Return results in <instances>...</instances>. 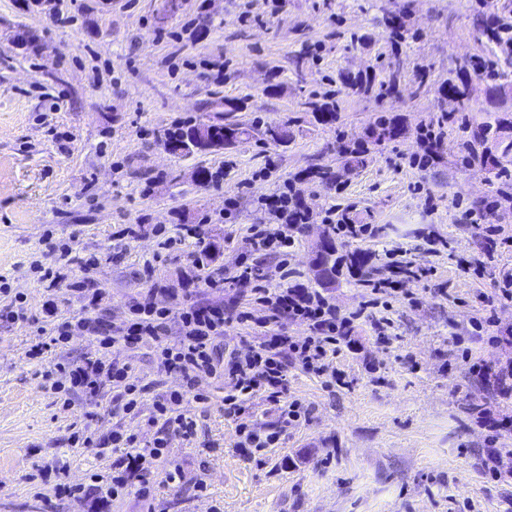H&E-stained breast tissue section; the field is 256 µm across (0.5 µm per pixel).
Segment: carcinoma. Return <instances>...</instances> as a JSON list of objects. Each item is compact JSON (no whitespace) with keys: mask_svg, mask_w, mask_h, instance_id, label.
<instances>
[{"mask_svg":"<svg viewBox=\"0 0 512 512\" xmlns=\"http://www.w3.org/2000/svg\"><path fill=\"white\" fill-rule=\"evenodd\" d=\"M382 23L389 34L392 54L399 52L401 44L413 37L406 28L404 16L401 13L387 11L383 14ZM475 40L485 50L492 54L494 50L512 43V21L509 14L489 16L485 13L475 15L472 21ZM459 72L468 74L470 72L482 71L484 79L492 85L500 86V80L509 75V71L499 66V63L487 60L482 56H476L459 64ZM400 70L387 67L383 76H370L362 79L358 76L345 74L340 78V88L336 94L347 96L366 94L372 90L376 91V97L380 99L396 100L399 95ZM444 95L450 96L459 104V111H466L467 102L471 94V87L468 81L460 76L448 78L447 86L441 88ZM219 105L227 106L225 120L216 123L186 124L168 134L163 145L172 146L178 155L186 157L198 152L219 151L235 145L237 142L251 137L254 128L246 126L235 119L233 113L247 110V104L243 99L223 98L207 103V107L213 109ZM304 107L312 112L316 121L320 124H331L337 118V104L325 102L313 94L304 102ZM511 127L512 119L507 115L497 116L491 121H486L472 133V139L463 143V148L468 158L490 166L493 178L497 179L505 170L502 169V162L512 163V141L507 143L504 140V130ZM261 139L274 145L288 143L291 138L290 129L287 124H269L258 130ZM402 134V128L394 120L384 117L376 120L374 127L368 134V139L352 145L340 146V152L346 157L347 163L353 167H360L366 163V155L369 144H378L396 139ZM325 248L319 254L320 263L326 265L322 270L324 281L332 283L336 276L342 273L343 267H357L359 269L367 266L369 259L358 252L341 253L336 245L335 239L327 237L324 239Z\"/></svg>","mask_w":512,"mask_h":512,"instance_id":"1","label":"carcinoma"}]
</instances>
